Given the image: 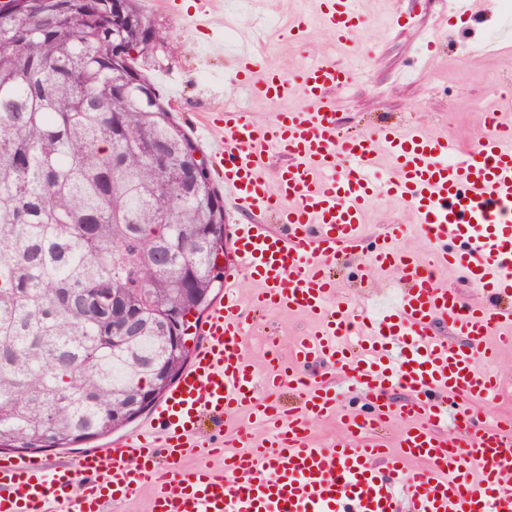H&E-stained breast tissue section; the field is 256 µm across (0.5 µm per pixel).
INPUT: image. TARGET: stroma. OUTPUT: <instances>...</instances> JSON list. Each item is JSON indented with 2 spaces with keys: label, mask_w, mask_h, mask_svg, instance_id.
Masks as SVG:
<instances>
[{
  "label": "stroma",
  "mask_w": 512,
  "mask_h": 512,
  "mask_svg": "<svg viewBox=\"0 0 512 512\" xmlns=\"http://www.w3.org/2000/svg\"><path fill=\"white\" fill-rule=\"evenodd\" d=\"M141 5L156 27L175 36L178 48L161 66L148 62L140 69L159 89L198 155H205L209 137L202 115L223 109L226 98H233L260 124L277 111L299 105L296 97L280 103L245 95L237 87L231 57L211 52V45L224 40V13L230 0H181L176 12L164 7L162 0H141ZM203 6L215 16L212 30L205 34L191 23L192 14ZM360 6L368 23L353 48L340 50L331 32L317 26L301 40L289 41L288 21L298 7L296 0H264V16L272 22L266 32L271 40L267 63L291 73L307 59L326 57L356 74L353 85L333 94L337 117L349 132L363 135L407 122L465 143L483 137L484 113L492 103L490 87L512 84V42L486 40L503 20L498 0H472L469 11L457 18L450 14L449 0H361ZM399 12L410 14V23L391 27ZM392 232L399 248L428 259L433 246L410 208L392 198L380 199L369 210L359 242L349 255L336 258L337 298L357 310L368 309L367 292L396 277V270H382L366 261L372 248ZM316 327V318L301 312L257 315L248 329L245 353L256 371H263L269 351L288 359L295 337Z\"/></svg>",
  "instance_id": "obj_1"
}]
</instances>
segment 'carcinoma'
Returning <instances> with one entry per match:
<instances>
[{"mask_svg": "<svg viewBox=\"0 0 512 512\" xmlns=\"http://www.w3.org/2000/svg\"><path fill=\"white\" fill-rule=\"evenodd\" d=\"M0 0V451L69 448L132 423L131 392L188 359L168 351L148 316L124 335L112 310L147 289L163 313L206 310L224 273V198L196 147L151 85L115 79L112 50L142 59L177 41L155 29L139 0ZM196 298L175 291V283Z\"/></svg>", "mask_w": 512, "mask_h": 512, "instance_id": "1", "label": "carcinoma"}]
</instances>
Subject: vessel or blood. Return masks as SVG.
<instances>
[{
	"label": "vessel or blood",
	"mask_w": 512,
	"mask_h": 512,
	"mask_svg": "<svg viewBox=\"0 0 512 512\" xmlns=\"http://www.w3.org/2000/svg\"><path fill=\"white\" fill-rule=\"evenodd\" d=\"M359 3L310 0L289 36L316 24L347 47L366 23ZM235 61L248 95L283 101L297 93L301 105L263 125L230 104L205 115L214 174L233 212L252 221L234 227L224 295L199 327L190 367L153 417L112 444L110 462L94 452L57 466L1 458L0 512H108L145 487L152 512H398L404 494L412 512H512V431L474 419L477 402L500 390L498 347H512V113L489 106L488 133L470 145L415 126L351 135L330 94L353 76L335 61H309L290 74L258 50ZM273 156L287 163L271 179ZM380 195L407 204L436 251L423 264L379 245L370 263L398 276L381 289L386 303L359 316L336 298L329 267L356 242ZM266 216L276 229L266 228ZM454 239L463 251L447 250ZM447 267L465 269L472 288L495 302L465 301L440 281ZM244 278L257 285L247 305ZM254 308L319 316L318 329L296 339L292 365L270 358L260 376L246 359ZM441 321L458 342L436 335ZM318 360L350 375L375 408L370 419L347 415L346 436L321 447L311 443L313 426L335 414L336 390L332 378L308 373ZM285 387L299 399L286 412L272 399ZM398 388L410 398L395 406L387 394ZM241 409L267 428L261 443L237 433L247 447L238 453L203 439L205 420ZM391 418L405 423L395 453L369 437ZM190 447L202 463L187 469L181 460Z\"/></svg>",
	"instance_id": "vessel-or-blood-1"
}]
</instances>
